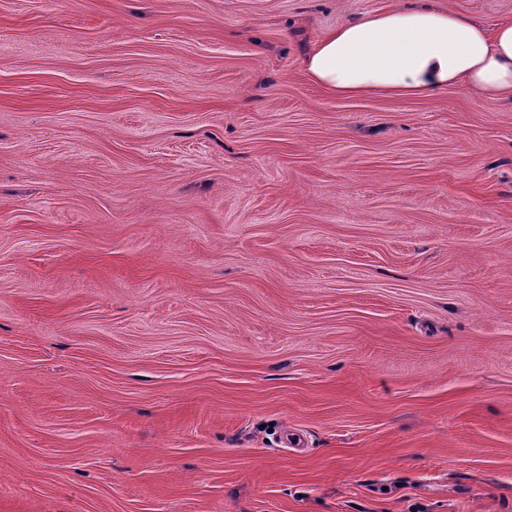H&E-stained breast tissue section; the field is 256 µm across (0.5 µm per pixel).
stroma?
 <instances>
[{
	"label": "stroma",
	"instance_id": "35a3bbf8",
	"mask_svg": "<svg viewBox=\"0 0 512 512\" xmlns=\"http://www.w3.org/2000/svg\"><path fill=\"white\" fill-rule=\"evenodd\" d=\"M393 2L0 0V512H512V103L303 69Z\"/></svg>",
	"mask_w": 512,
	"mask_h": 512
}]
</instances>
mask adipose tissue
<instances>
[{
  "label": "adipose tissue",
  "instance_id": "ef3b65f1",
  "mask_svg": "<svg viewBox=\"0 0 512 512\" xmlns=\"http://www.w3.org/2000/svg\"><path fill=\"white\" fill-rule=\"evenodd\" d=\"M337 97L429 96L463 86L489 102L512 99V20L495 25L404 0L330 30L303 61Z\"/></svg>",
  "mask_w": 512,
  "mask_h": 512
}]
</instances>
